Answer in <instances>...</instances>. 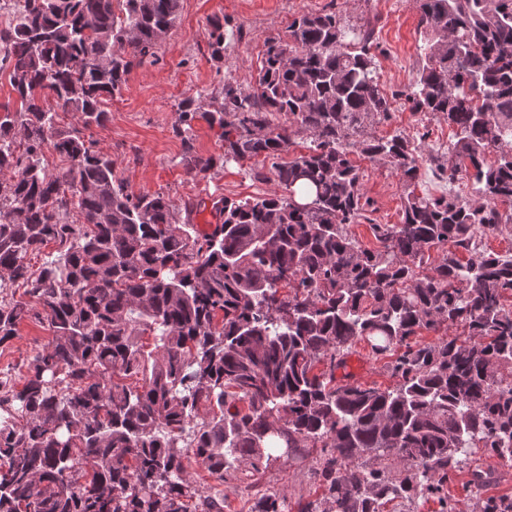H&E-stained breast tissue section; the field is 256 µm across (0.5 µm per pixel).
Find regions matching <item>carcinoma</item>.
<instances>
[{
	"label": "carcinoma",
	"instance_id": "obj_1",
	"mask_svg": "<svg viewBox=\"0 0 512 512\" xmlns=\"http://www.w3.org/2000/svg\"><path fill=\"white\" fill-rule=\"evenodd\" d=\"M416 4L426 47L406 98L457 129L448 180H472L476 197L410 191L401 223L370 225L369 249L349 232L371 205L351 150L408 187L420 177L411 141L366 136L389 112L372 31L349 41L336 13L303 15L287 42L267 41L256 92L227 82L217 107L180 104L188 175L215 162L188 135L202 119L221 129L222 161L269 160L251 175L281 189L214 201L222 222L200 233L165 196L130 193L112 156L46 107L53 98L83 127L104 125L180 0H18L0 28L18 103L0 114V347L28 317L53 337L22 387L0 380V512H224L184 461L222 483L243 462L259 472L268 448L323 451L311 470L321 494L299 512L412 504L477 449L512 464V256L479 244L512 221L497 207L512 203V0ZM206 38L221 56L224 25ZM278 114L311 138L290 161ZM47 148L62 162L51 174ZM50 243L57 255L32 270L27 257ZM431 250L442 256L419 271ZM359 341L391 358L395 387L336 380ZM471 475L474 512H512V499L481 497L485 472ZM285 502L268 490L253 512Z\"/></svg>",
	"mask_w": 512,
	"mask_h": 512
}]
</instances>
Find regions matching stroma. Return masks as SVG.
Segmentation results:
<instances>
[{
	"label": "stroma",
	"mask_w": 512,
	"mask_h": 512,
	"mask_svg": "<svg viewBox=\"0 0 512 512\" xmlns=\"http://www.w3.org/2000/svg\"><path fill=\"white\" fill-rule=\"evenodd\" d=\"M325 9L336 11L349 28L373 27L376 75L387 91L391 111L388 120L368 128V135L381 138L397 134L418 144L417 194L451 193L471 200V181L463 178L451 182L439 177L433 163L434 157L453 142L454 129L433 114L415 111L405 97L421 61L423 34L415 0H181L174 27L155 49V62L132 69L121 95L109 103V121L86 130V138L111 154L116 175L126 181L131 193H161L177 206L188 200L202 201L203 211L193 219L200 226L215 221L212 203L219 197L246 199L277 192L275 182L252 178L253 161L222 162L220 131L201 119L193 121L190 130L195 149L201 156L216 158L217 163L198 176L187 175L181 163V140L172 127L184 99L201 96L221 103V90L228 81L243 91H252L266 40L287 39L293 18ZM215 19L223 23L228 34L219 59L212 58L205 38L210 21ZM352 160L371 205L366 219L351 225L350 231L363 246L373 248L377 242L371 224L399 223L407 188L388 166L358 154ZM51 338V332L38 320L21 322L17 338L0 348V379L22 384L27 364ZM346 360L355 371L356 381L383 389L394 386L385 360L374 358L366 343H356ZM320 455L317 448L301 449L271 462L246 480L228 477L216 481L196 463L190 464L187 472L203 489L223 490L224 512H251L256 494L267 489L283 492L288 512H298L300 502L317 495L310 473ZM475 468L492 474L484 496L512 498V467L501 466L496 457L480 450L445 487L457 503V512H471L467 485Z\"/></svg>",
	"instance_id": "1"
}]
</instances>
